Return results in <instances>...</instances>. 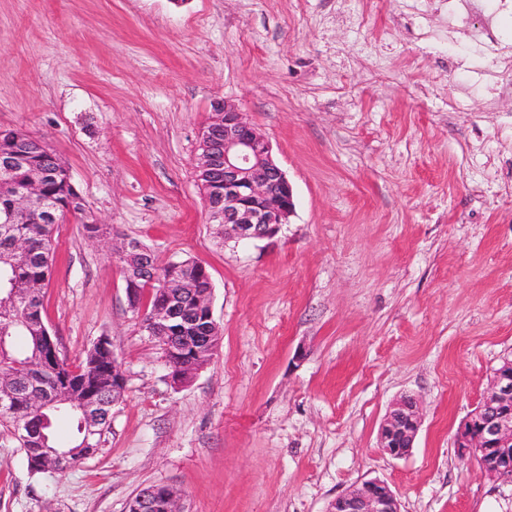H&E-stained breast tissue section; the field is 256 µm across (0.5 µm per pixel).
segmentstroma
I'll return each instance as SVG.
<instances>
[{
	"label": "stroma",
	"instance_id": "obj_1",
	"mask_svg": "<svg viewBox=\"0 0 512 512\" xmlns=\"http://www.w3.org/2000/svg\"><path fill=\"white\" fill-rule=\"evenodd\" d=\"M482 0H0V130L44 141L85 212L54 232L44 321L76 364L108 338L123 401L98 450L31 474L0 429V512H326L386 481L401 512H512L459 423L512 357V7ZM491 23L494 48L474 34ZM294 188L277 236L223 243L196 182L213 100ZM99 224L89 236L85 223ZM210 274L222 336L174 384L113 246ZM416 395L409 456L377 446Z\"/></svg>",
	"mask_w": 512,
	"mask_h": 512
}]
</instances>
